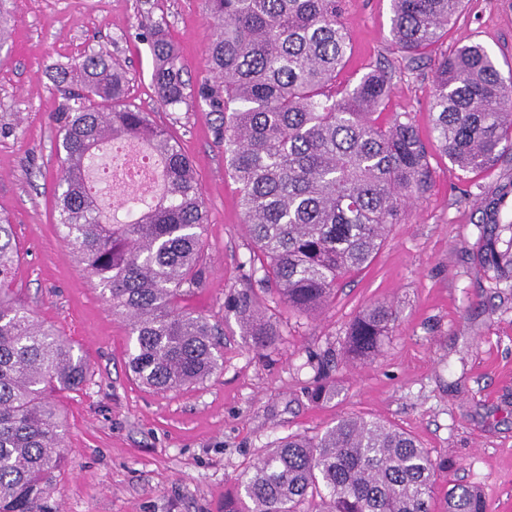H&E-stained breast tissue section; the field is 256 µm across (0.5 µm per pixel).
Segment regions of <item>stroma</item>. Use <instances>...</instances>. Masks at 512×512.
I'll use <instances>...</instances> for the list:
<instances>
[{"instance_id": "stroma-1", "label": "stroma", "mask_w": 512, "mask_h": 512, "mask_svg": "<svg viewBox=\"0 0 512 512\" xmlns=\"http://www.w3.org/2000/svg\"><path fill=\"white\" fill-rule=\"evenodd\" d=\"M0 42V217L21 248L14 286L40 321L84 355L89 377L60 397L66 418L64 463L51 512H224L233 491L277 439L314 436L340 417L389 421L444 461L436 485L472 486L489 512H512V291L489 286L477 261L480 220L496 206L512 217V169L460 171L431 134V75L408 71L389 38L390 0H342L351 55L339 86L389 62L393 89L380 122L408 113L428 148L434 182L391 226L383 248L343 279L322 313L277 307L285 336L254 348L233 313L229 291L244 287L254 250L238 185L194 94L207 77L205 51L215 23L202 0H9ZM162 25L176 44L189 97L161 107L152 58L141 35ZM485 45L512 74V0H467L443 40L451 50ZM109 51L125 69L129 101L168 127L191 160L205 200L201 265L205 282L189 309L223 331L217 370L203 383L154 394L134 381V339L62 239L55 207L60 169L52 120L63 96L49 69L87 49ZM391 302L398 318L381 353L344 358L348 324L368 305ZM329 361L332 399L309 391Z\"/></svg>"}]
</instances>
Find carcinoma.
<instances>
[{
	"label": "carcinoma",
	"mask_w": 512,
	"mask_h": 512,
	"mask_svg": "<svg viewBox=\"0 0 512 512\" xmlns=\"http://www.w3.org/2000/svg\"><path fill=\"white\" fill-rule=\"evenodd\" d=\"M341 0H203L216 23L210 77L197 97L239 185L254 244L247 287L224 308L257 349L283 332L263 297L317 314L338 281L369 265L389 225L429 190L427 149L405 112L381 125L393 70L376 66L351 90L336 89L349 39ZM464 0H391L389 35L406 69L427 68L434 83L432 130L463 172L512 164V79L480 43L450 52L440 41ZM160 105L185 103L174 44L161 26L144 33ZM51 79L76 85L53 116L59 144L58 224L88 277L130 321L127 366L143 387L166 392L200 383L216 366L218 327L183 305L202 288L199 257L206 223L202 189L168 129L127 102L126 72L103 49ZM145 147L158 163L160 193L125 191L118 220L88 189L89 168L110 143ZM491 235L477 255L492 288H512V238ZM19 248L0 221V512H49L66 430L55 394L79 390L89 367L74 345L39 323L15 296ZM397 319L387 302L365 308L346 330L344 354L377 356ZM436 462L408 433L377 419L339 418L321 435H293L267 449L224 512H434ZM444 512H488L482 493L451 486Z\"/></svg>",
	"instance_id": "1"
}]
</instances>
